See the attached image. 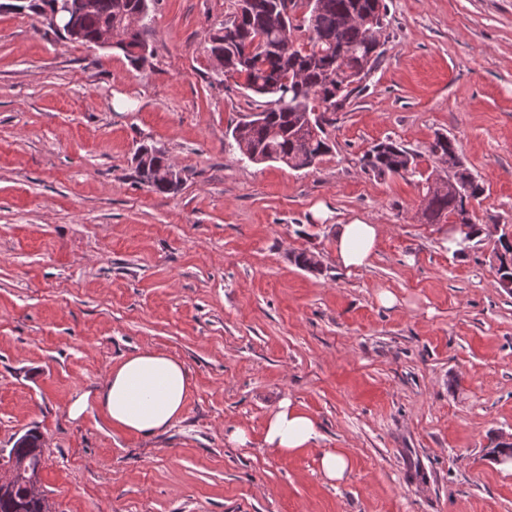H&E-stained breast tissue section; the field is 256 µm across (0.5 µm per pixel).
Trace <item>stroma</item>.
I'll use <instances>...</instances> for the list:
<instances>
[{"label": "stroma", "mask_w": 512, "mask_h": 512, "mask_svg": "<svg viewBox=\"0 0 512 512\" xmlns=\"http://www.w3.org/2000/svg\"><path fill=\"white\" fill-rule=\"evenodd\" d=\"M385 3L384 55L304 170L231 144L265 107L213 79L206 35L235 0H159L141 68L0 8V450L40 433L57 512H512L496 239L460 255L440 245L448 222L420 218L443 134L485 187L474 221L512 225V0ZM388 138L415 174L363 170ZM144 144L180 171L176 191L139 181ZM355 217L386 232L349 272L333 236ZM304 250L321 271L294 263ZM140 348L189 369L180 420L140 437L94 407L70 419V400ZM286 396L320 437L281 459L262 433ZM234 422L247 445L226 442ZM332 449L352 457L339 483L319 469Z\"/></svg>", "instance_id": "obj_1"}]
</instances>
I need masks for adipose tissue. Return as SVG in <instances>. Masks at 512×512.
Masks as SVG:
<instances>
[{"label": "adipose tissue", "instance_id": "adipose-tissue-1", "mask_svg": "<svg viewBox=\"0 0 512 512\" xmlns=\"http://www.w3.org/2000/svg\"><path fill=\"white\" fill-rule=\"evenodd\" d=\"M384 233V225L360 219L339 225L333 241L338 262L350 271L369 266ZM192 390V377L184 362L160 350L140 349L113 365L102 388L71 400L68 412L77 419L93 405L114 427L150 437L182 417ZM318 438L314 418L290 398H282L266 417L263 445L273 455L296 456Z\"/></svg>", "mask_w": 512, "mask_h": 512}]
</instances>
